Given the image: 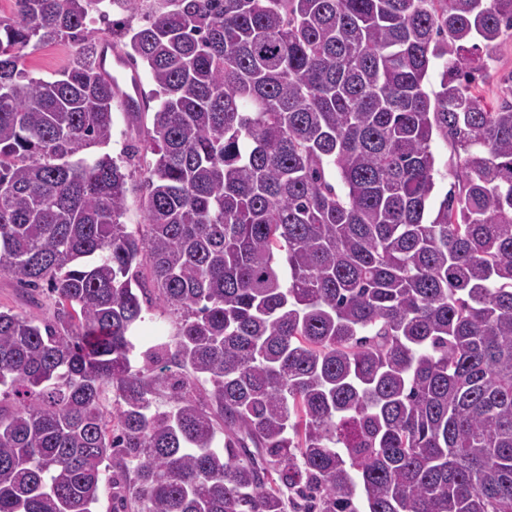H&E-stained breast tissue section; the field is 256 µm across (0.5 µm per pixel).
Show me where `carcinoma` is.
<instances>
[{
	"label": "carcinoma",
	"instance_id": "obj_1",
	"mask_svg": "<svg viewBox=\"0 0 512 512\" xmlns=\"http://www.w3.org/2000/svg\"><path fill=\"white\" fill-rule=\"evenodd\" d=\"M94 2L0 18V274L54 305L0 310V512H512V0H109L156 86L118 157ZM512 74V38L506 37L497 48L492 67L478 79L479 89L488 100L503 96L504 85ZM29 54L26 56L25 65L36 78H49L63 69L72 54L74 48L68 43H57L49 46L40 47L32 50L27 49ZM431 151L436 159V171L434 174L435 190L429 211L430 218H433L438 210L440 201L455 182L454 173L458 160L454 156L452 148L441 138H433ZM131 177L128 178L127 206L121 221L135 227L136 224H145L144 212L141 202L144 197L142 182L144 178L143 170L138 165L128 167ZM160 332L167 335L174 334V323L163 308L153 307L145 314V321L140 325L139 335L148 342L152 337L158 336Z\"/></svg>",
	"mask_w": 512,
	"mask_h": 512
}]
</instances>
